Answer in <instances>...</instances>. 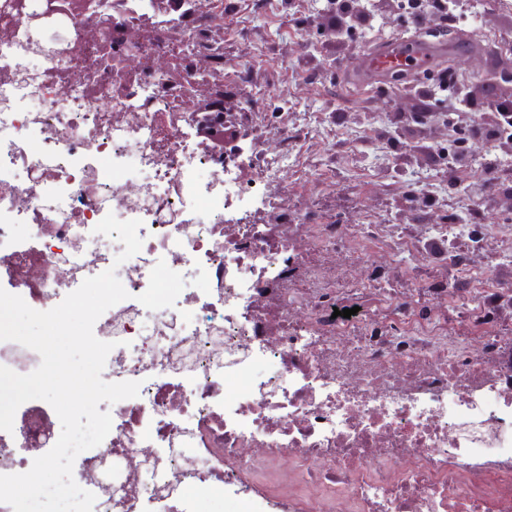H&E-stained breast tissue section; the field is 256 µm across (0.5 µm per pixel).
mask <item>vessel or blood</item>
<instances>
[{
  "label": "vessel or blood",
  "mask_w": 512,
  "mask_h": 512,
  "mask_svg": "<svg viewBox=\"0 0 512 512\" xmlns=\"http://www.w3.org/2000/svg\"><path fill=\"white\" fill-rule=\"evenodd\" d=\"M472 40H450L437 32L399 34L384 38L377 47L365 50L358 62L350 64V79L357 85H369L391 77L404 68L426 74L455 52L473 50Z\"/></svg>",
  "instance_id": "obj_1"
}]
</instances>
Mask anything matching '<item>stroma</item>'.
I'll list each match as a JSON object with an SVG mask.
<instances>
[{
    "label": "stroma",
    "instance_id": "1",
    "mask_svg": "<svg viewBox=\"0 0 512 512\" xmlns=\"http://www.w3.org/2000/svg\"><path fill=\"white\" fill-rule=\"evenodd\" d=\"M325 0H204L203 10L224 15V91L232 105L254 112L261 130L280 127L299 139L282 175L292 224H353L378 220L403 224L436 244L435 225L462 215V236L493 234L499 253L512 247V219L501 204L474 206L485 162L499 164L501 181L512 180V150L470 148L455 175L425 161L418 141L404 133L415 95L388 82L362 90L347 79V64L378 39L405 32L400 15L381 0H355L369 24L357 39H339L322 20ZM457 28L478 44L474 54L449 60L454 76L484 96L486 73H512V0H456ZM418 185V205L406 197Z\"/></svg>",
    "mask_w": 512,
    "mask_h": 512
}]
</instances>
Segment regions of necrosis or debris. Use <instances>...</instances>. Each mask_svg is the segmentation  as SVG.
<instances>
[{
    "mask_svg": "<svg viewBox=\"0 0 512 512\" xmlns=\"http://www.w3.org/2000/svg\"><path fill=\"white\" fill-rule=\"evenodd\" d=\"M0 0V287L35 310L115 269L129 297L94 325L114 342L102 378L137 381L112 428L81 453L92 512H190L189 496L232 490L268 512H512V280L478 274L482 237L435 229L447 276L421 281L422 248L389 224L277 223L287 133L275 150L249 115L226 143L184 87L90 57L96 17L70 0ZM140 220L139 253L95 233ZM339 246L343 271L322 255ZM393 261H370L372 250ZM185 287L171 308L137 297L158 261ZM470 320L453 322L454 283ZM358 308V316L334 309ZM60 421L22 404L0 431V474L50 450Z\"/></svg>",
    "mask_w": 512,
    "mask_h": 512,
    "instance_id": "obj_1",
    "label": "necrosis or debris"
}]
</instances>
